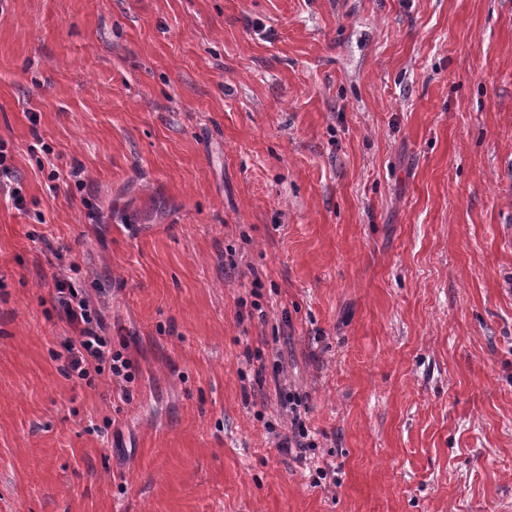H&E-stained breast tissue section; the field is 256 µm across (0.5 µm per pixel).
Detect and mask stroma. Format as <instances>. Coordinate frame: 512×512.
I'll return each instance as SVG.
<instances>
[{"instance_id": "stroma-1", "label": "stroma", "mask_w": 512, "mask_h": 512, "mask_svg": "<svg viewBox=\"0 0 512 512\" xmlns=\"http://www.w3.org/2000/svg\"><path fill=\"white\" fill-rule=\"evenodd\" d=\"M0 139V512H512V0H0ZM7 144L4 141H0V187L2 188L8 187L9 197L12 200V204L17 208L24 207V197L22 195L21 189L18 187H11L14 183L12 181L13 171L11 167L7 164ZM56 300L64 313L67 323L74 332L66 347L67 359L79 379L89 376L90 368L99 372L103 365L110 370L109 381L116 383L121 392L128 396L124 383H131L133 374L129 360L120 350L112 349L107 336H101L96 307L92 305L85 291L77 288L69 275L53 274Z\"/></svg>"}]
</instances>
